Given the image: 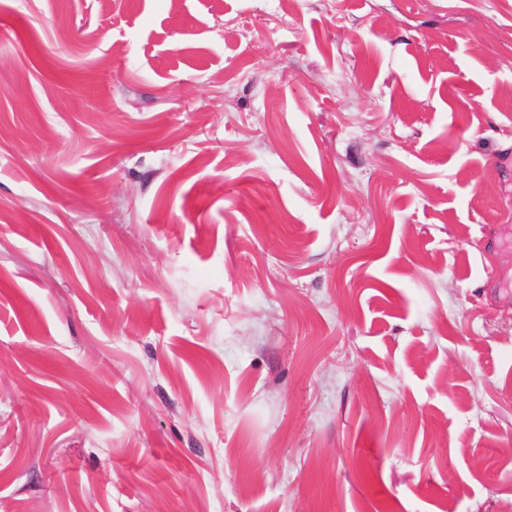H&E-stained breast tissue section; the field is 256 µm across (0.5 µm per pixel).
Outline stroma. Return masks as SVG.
<instances>
[{"label": "stroma", "instance_id": "35a3bbf8", "mask_svg": "<svg viewBox=\"0 0 512 512\" xmlns=\"http://www.w3.org/2000/svg\"><path fill=\"white\" fill-rule=\"evenodd\" d=\"M0 512H512V0H0Z\"/></svg>", "mask_w": 512, "mask_h": 512}]
</instances>
